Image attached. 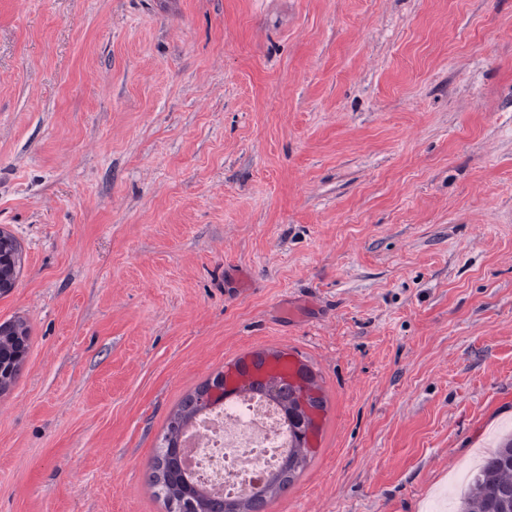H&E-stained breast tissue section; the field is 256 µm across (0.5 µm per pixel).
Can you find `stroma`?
<instances>
[{
    "instance_id": "stroma-1",
    "label": "stroma",
    "mask_w": 512,
    "mask_h": 512,
    "mask_svg": "<svg viewBox=\"0 0 512 512\" xmlns=\"http://www.w3.org/2000/svg\"><path fill=\"white\" fill-rule=\"evenodd\" d=\"M0 512H166L169 417L288 349L267 512H453L512 432V0H0ZM2 250L4 251L6 255H10L11 258L14 261V265L16 264V277L14 279V282L10 281V273H11V267L6 272L3 281L0 279V294H4L9 292L12 288L15 286V282L17 280V275L19 272V268L21 266V251L19 244L16 240V238L12 234H8L4 239L0 238V252L2 253ZM28 329L20 321L0 324V389L6 391L15 382L23 361L25 347H28ZM14 355H18L14 357ZM3 358V360H2ZM18 370L16 371V369Z\"/></svg>"
}]
</instances>
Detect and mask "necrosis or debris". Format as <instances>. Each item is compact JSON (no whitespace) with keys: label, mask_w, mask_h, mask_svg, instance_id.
<instances>
[{"label":"necrosis or debris","mask_w":512,"mask_h":512,"mask_svg":"<svg viewBox=\"0 0 512 512\" xmlns=\"http://www.w3.org/2000/svg\"><path fill=\"white\" fill-rule=\"evenodd\" d=\"M202 418L203 427L189 440V462L193 479L215 495L248 492L288 452V427L268 398L248 393L207 409Z\"/></svg>","instance_id":"1"}]
</instances>
